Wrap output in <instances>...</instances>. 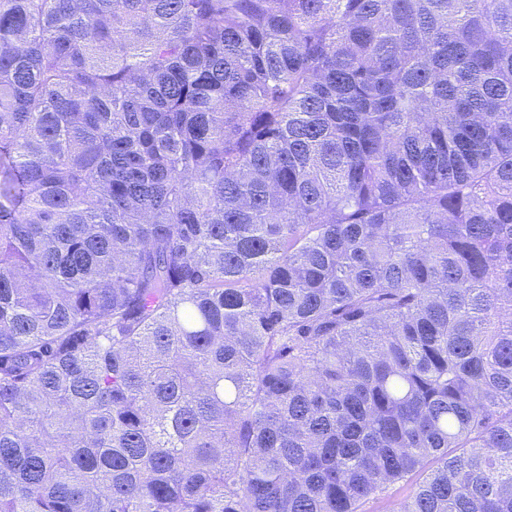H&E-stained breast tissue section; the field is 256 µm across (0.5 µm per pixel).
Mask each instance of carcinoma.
Instances as JSON below:
<instances>
[{"label":"carcinoma","instance_id":"carcinoma-1","mask_svg":"<svg viewBox=\"0 0 512 512\" xmlns=\"http://www.w3.org/2000/svg\"><path fill=\"white\" fill-rule=\"evenodd\" d=\"M512 512V0H0V512ZM408 488L407 484H395L383 496L366 501L362 509L365 512H387L407 494Z\"/></svg>","mask_w":512,"mask_h":512}]
</instances>
